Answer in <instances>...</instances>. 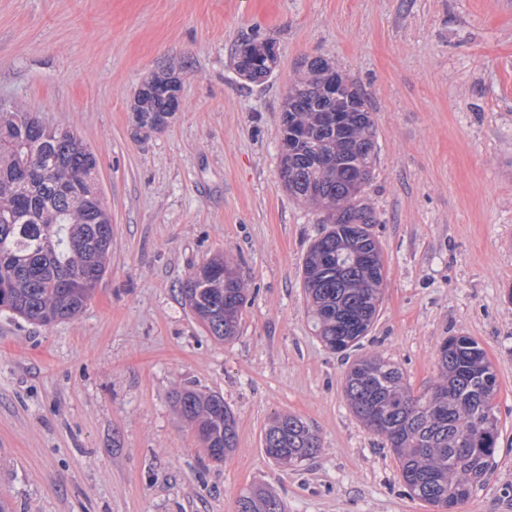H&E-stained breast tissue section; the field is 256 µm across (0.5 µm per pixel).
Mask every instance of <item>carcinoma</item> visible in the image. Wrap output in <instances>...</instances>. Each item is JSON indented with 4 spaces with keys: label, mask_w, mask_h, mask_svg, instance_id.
I'll return each mask as SVG.
<instances>
[{
    "label": "carcinoma",
    "mask_w": 512,
    "mask_h": 512,
    "mask_svg": "<svg viewBox=\"0 0 512 512\" xmlns=\"http://www.w3.org/2000/svg\"><path fill=\"white\" fill-rule=\"evenodd\" d=\"M236 73L262 85L275 73L274 45L248 41L233 58ZM343 84L331 99L326 85ZM181 80L161 72L143 81L130 105L136 127L164 130L180 109ZM280 178L288 194L325 214L323 230L302 267L315 331L325 347L346 353L372 329L385 288L377 223L368 191L377 161L376 128L367 94L332 62H303L282 97ZM112 216L104 204L91 148L74 132L51 128L31 112H0V312L42 326L76 317L105 276ZM210 335L238 334L246 288L216 256L179 288ZM438 376L415 393L395 363L378 353L355 359L344 377L353 415L384 437L411 497L457 512L489 471L498 440L496 373L479 343L451 336L438 349ZM175 406L197 428L215 463L237 445V423L219 395L192 389ZM274 462L299 466L320 448L300 418L277 415L264 431ZM238 512H283L264 488L239 497Z\"/></svg>",
    "instance_id": "carcinoma-1"
}]
</instances>
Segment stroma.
Listing matches in <instances>:
<instances>
[{
  "label": "stroma",
  "instance_id": "1",
  "mask_svg": "<svg viewBox=\"0 0 512 512\" xmlns=\"http://www.w3.org/2000/svg\"><path fill=\"white\" fill-rule=\"evenodd\" d=\"M245 39L275 44L263 85L233 68ZM320 57L366 91L377 129L369 202L386 287L361 349L420 393L444 339L479 343L499 438L462 512H512V0H0V105L77 134L112 215L109 268L78 317L0 314L11 512H237L257 485L284 512H438L351 413L347 366L313 331L301 270L322 214L288 194L279 156L283 91ZM162 71L182 81L180 109L136 133L133 93ZM219 254L247 288L228 341L179 293ZM185 388L232 409L223 463L176 408ZM276 413L315 430L313 459L266 455Z\"/></svg>",
  "mask_w": 512,
  "mask_h": 512
}]
</instances>
